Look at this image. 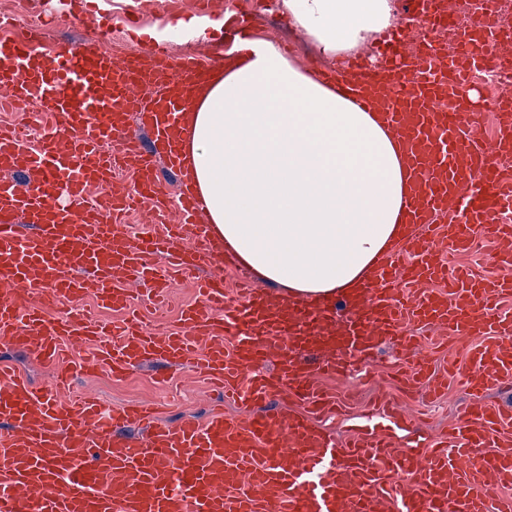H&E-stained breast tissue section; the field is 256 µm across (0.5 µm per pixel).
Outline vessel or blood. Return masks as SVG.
<instances>
[{
    "label": "vessel or blood",
    "instance_id": "obj_1",
    "mask_svg": "<svg viewBox=\"0 0 512 512\" xmlns=\"http://www.w3.org/2000/svg\"><path fill=\"white\" fill-rule=\"evenodd\" d=\"M405 11L432 30L448 18L446 0H405ZM472 24L481 46L460 28L454 50L431 36L407 49L395 29L382 48L313 74L361 111L381 110L404 149L414 190L403 236L370 276L317 304L276 300L244 272L232 297L223 278H204L180 332L161 336L133 312L132 288L163 301L174 281L211 258V226L181 175L177 146L189 91L205 73L201 59L172 57L151 41L144 60L118 61L110 31L96 22L91 46L58 43L44 79L31 64L45 25L0 17V101L51 113L55 123L39 144L0 128V343L54 368L58 385L44 391L0 365V512H512L511 497L491 502L481 493L512 484V410L489 401L512 380V317L498 309L512 297V279L452 276L446 263L448 251L470 249L476 224L501 259H512V226L496 222L512 208V113H502L488 143L476 129L480 109L466 98L470 72L499 62L497 16L488 8ZM120 166L132 169L136 195L87 196ZM163 168L179 177L182 221L130 240L120 222L126 210L165 208ZM90 293L123 319L96 322L76 309ZM414 323L473 340L457 374L468 395L462 424L421 436L409 414L383 401L352 422L348 439L314 425L311 412L336 404L319 377L374 366L385 343L410 361L409 381L445 388L409 331ZM82 345L93 346L92 357L75 358ZM292 345L319 361L290 355ZM151 363L190 368L240 415L217 407L169 424L148 405L108 409L67 389L80 373L102 367L117 381ZM281 388L306 413L263 410ZM475 448L488 451L476 466L468 462ZM408 476L412 484L394 488Z\"/></svg>",
    "mask_w": 512,
    "mask_h": 512
}]
</instances>
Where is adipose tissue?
Returning <instances> with one entry per match:
<instances>
[{
	"label": "adipose tissue",
	"mask_w": 512,
	"mask_h": 512,
	"mask_svg": "<svg viewBox=\"0 0 512 512\" xmlns=\"http://www.w3.org/2000/svg\"><path fill=\"white\" fill-rule=\"evenodd\" d=\"M284 5L329 54L393 22L390 0ZM183 135L216 244L288 297L357 287L401 238L398 140L378 113L303 75L271 42L195 88Z\"/></svg>",
	"instance_id": "adipose-tissue-1"
}]
</instances>
